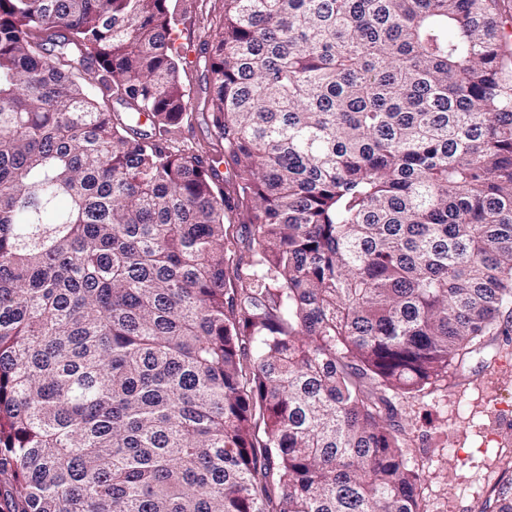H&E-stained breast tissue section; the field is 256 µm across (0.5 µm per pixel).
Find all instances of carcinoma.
Returning a JSON list of instances; mask_svg holds the SVG:
<instances>
[{
    "instance_id": "carcinoma-1",
    "label": "carcinoma",
    "mask_w": 512,
    "mask_h": 512,
    "mask_svg": "<svg viewBox=\"0 0 512 512\" xmlns=\"http://www.w3.org/2000/svg\"><path fill=\"white\" fill-rule=\"evenodd\" d=\"M172 32L0 0V512H421L387 394L512 322V0H222L217 154Z\"/></svg>"
}]
</instances>
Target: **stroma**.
I'll return each mask as SVG.
<instances>
[{"mask_svg":"<svg viewBox=\"0 0 512 512\" xmlns=\"http://www.w3.org/2000/svg\"><path fill=\"white\" fill-rule=\"evenodd\" d=\"M176 21L179 77L189 116L188 145L222 144L205 107L204 44L219 18L218 0H168ZM405 426L404 454L423 472V512H495L493 487L512 479V330L488 337L463 368L420 393L391 394Z\"/></svg>","mask_w":512,"mask_h":512,"instance_id":"1","label":"stroma"}]
</instances>
